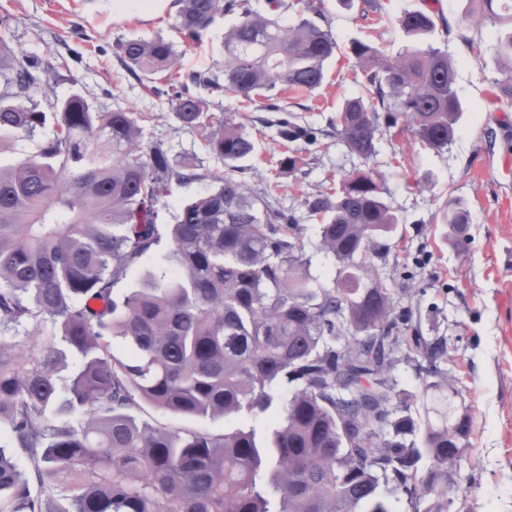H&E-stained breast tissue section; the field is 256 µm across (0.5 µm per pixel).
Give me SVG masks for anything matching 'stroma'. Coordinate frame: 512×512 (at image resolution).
I'll return each mask as SVG.
<instances>
[{"label": "stroma", "mask_w": 512, "mask_h": 512, "mask_svg": "<svg viewBox=\"0 0 512 512\" xmlns=\"http://www.w3.org/2000/svg\"><path fill=\"white\" fill-rule=\"evenodd\" d=\"M384 23L322 0L338 50L327 64L323 85L313 92L284 93L278 104L318 128L315 144L300 145L295 171L281 170L282 141L270 114L259 104L211 97L213 110L243 125L256 140V154L240 176L252 188L270 187L274 204L296 217L312 277L336 275L334 257L320 245L316 221L303 205L305 194L326 190L341 175L371 172L399 222L375 245L364 277L383 283L393 299L392 316L403 336L440 341L445 355L437 381L458 393L472 422L465 458L454 467L448 512H512V332L506 327L512 296V104L500 101L496 39L491 26L468 22L473 0H379ZM408 10H423L438 21L434 46L448 52L456 67L455 87L463 104L455 136L437 152L422 145L407 120L379 131L376 152L364 160L352 154L333 124L345 99L366 95L367 82L350 52L352 41L372 38L388 54L407 39L397 24ZM10 16L6 39L31 55L66 63L70 76L53 86L54 97L81 95L93 109L132 108L147 116L143 136L161 142L172 162L195 158L202 171L223 172L206 152L199 133L182 129L165 99L146 91L117 61L118 39L164 37L181 50L183 72L206 71L224 59V30L233 16L220 17L200 42L175 29L171 0H0ZM480 43L471 52L468 42ZM459 200L470 220L464 232L443 223L442 208ZM417 352L400 345L389 378L398 398L420 408L427 381ZM142 423L184 433L223 434V419L179 417L144 404L134 411Z\"/></svg>", "instance_id": "stroma-1"}]
</instances>
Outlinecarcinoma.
Returning a JSON list of instances; mask_svg holds the SVG:
<instances>
[{
  "label": "carcinoma",
  "instance_id": "1",
  "mask_svg": "<svg viewBox=\"0 0 512 512\" xmlns=\"http://www.w3.org/2000/svg\"><path fill=\"white\" fill-rule=\"evenodd\" d=\"M175 2L176 28L196 40L237 15L223 76L182 75L181 52L160 37L121 40L115 54L143 88L169 87L170 112L202 135L222 174L171 163L162 143L143 141L139 112H96L79 94L51 100L56 66L0 36V150L33 143L0 165V512H391L383 487L413 512L426 496L446 512L439 484L471 420L439 382L425 384L423 414L393 418L392 300L357 268L398 223L381 189L359 171L305 196L338 263L331 283L318 282L271 190L234 177L255 152L251 134L192 91L253 101L319 88L337 49L329 19L315 0L294 25L278 16L294 7L286 0H269L270 16L248 0ZM479 2L512 103V0ZM398 24L410 43L396 56L350 46L370 95L345 101L336 133L365 160L381 111L389 128L407 117L434 150L452 142L462 112L453 62L430 42L434 17L406 11ZM277 127L288 144L317 141L297 116ZM205 177L215 186L158 224L173 187ZM444 220L460 227L469 212L452 202ZM163 242L164 265L119 293ZM412 340L437 374L442 345ZM141 402L184 417L265 416L270 429L183 434L138 423Z\"/></svg>",
  "mask_w": 512,
  "mask_h": 512
}]
</instances>
